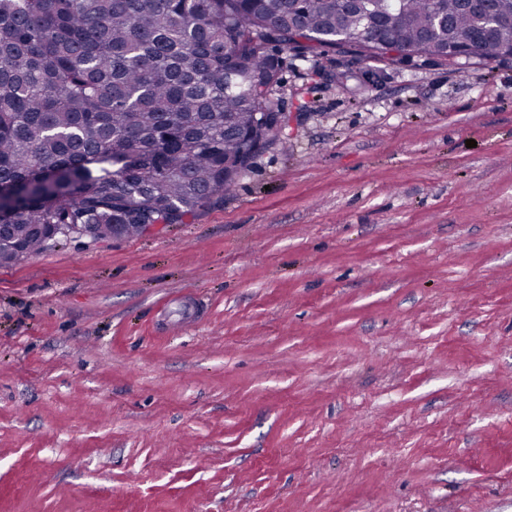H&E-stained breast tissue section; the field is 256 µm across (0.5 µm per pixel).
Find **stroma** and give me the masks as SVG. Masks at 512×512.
I'll return each instance as SVG.
<instances>
[{"instance_id": "obj_1", "label": "stroma", "mask_w": 512, "mask_h": 512, "mask_svg": "<svg viewBox=\"0 0 512 512\" xmlns=\"http://www.w3.org/2000/svg\"><path fill=\"white\" fill-rule=\"evenodd\" d=\"M279 59L222 201L0 266V512H512V56Z\"/></svg>"}]
</instances>
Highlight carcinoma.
<instances>
[{
	"label": "carcinoma",
	"mask_w": 512,
	"mask_h": 512,
	"mask_svg": "<svg viewBox=\"0 0 512 512\" xmlns=\"http://www.w3.org/2000/svg\"><path fill=\"white\" fill-rule=\"evenodd\" d=\"M460 0H0V265L45 247L50 224H182L229 192L224 163L276 140L277 47L379 60L486 62L512 45Z\"/></svg>",
	"instance_id": "1"
}]
</instances>
